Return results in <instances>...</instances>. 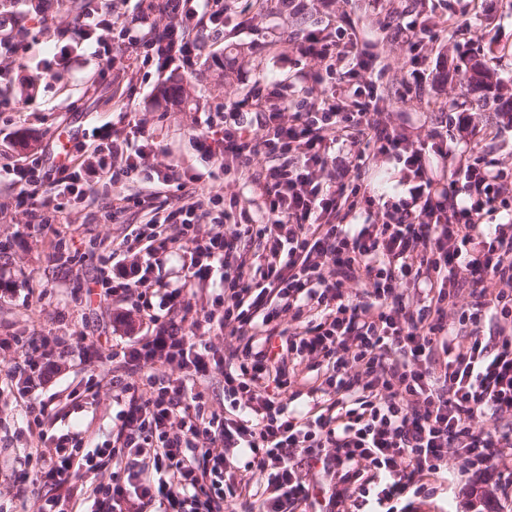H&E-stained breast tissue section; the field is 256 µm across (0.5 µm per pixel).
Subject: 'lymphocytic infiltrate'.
Segmentation results:
<instances>
[{
    "label": "lymphocytic infiltrate",
    "mask_w": 512,
    "mask_h": 512,
    "mask_svg": "<svg viewBox=\"0 0 512 512\" xmlns=\"http://www.w3.org/2000/svg\"><path fill=\"white\" fill-rule=\"evenodd\" d=\"M114 23L106 6L82 10L73 32L95 39L121 27L137 48L129 65L190 61L201 48L197 21L228 23L224 0H143ZM407 90L421 89L437 24L405 22ZM318 61L269 92L229 106L221 139L225 169L254 185L262 220L232 201L200 233L203 202L172 169L176 207L139 231L112 238L102 263L124 256L154 262L189 245L184 286L142 301L150 336L110 352L124 376L111 438L89 449L81 437L49 438L48 401L17 391L38 445L27 463L38 512H232L237 496L254 512H398L406 493L430 496L448 481V455L463 473H497L512 484L503 449L512 447V204L507 173L436 131L410 140L381 118L376 78L386 65L358 46L356 32L329 23L299 46ZM322 85L313 105L295 104L298 86ZM257 114L244 124L242 108ZM152 143L111 140L96 166L68 155L56 186L83 175L119 179L140 169ZM458 161L435 178L432 158ZM381 156L400 167L407 194L392 202L364 177ZM224 271L215 309L193 313L189 282ZM173 316L159 322L155 305ZM224 335L216 346L211 330ZM179 377L157 376L156 363ZM224 380V408L203 388ZM310 385L307 411L293 389ZM53 443L54 454L41 446ZM107 481L76 484L81 473ZM51 485L40 493V485Z\"/></svg>",
    "instance_id": "f902f5d3"
}]
</instances>
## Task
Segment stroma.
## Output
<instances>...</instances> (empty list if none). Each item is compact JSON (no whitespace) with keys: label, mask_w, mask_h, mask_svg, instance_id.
Masks as SVG:
<instances>
[{"label":"stroma","mask_w":512,"mask_h":512,"mask_svg":"<svg viewBox=\"0 0 512 512\" xmlns=\"http://www.w3.org/2000/svg\"><path fill=\"white\" fill-rule=\"evenodd\" d=\"M28 2L0 0V13L15 17L29 42L24 69L0 80V505L8 512L38 508L37 502L24 504L13 496L30 471L25 455L34 444L24 404L5 388L6 382H22L13 373L22 348L47 344L64 354L49 383L37 392L55 399L53 435L77 433L91 447L108 438L118 410L108 349L146 329L135 310L137 295L104 298L86 290L97 274L103 242L146 221L137 208L111 215L113 197L138 191L167 209L175 201L159 193L150 165L114 183L87 177L79 184L80 194L66 196L61 233L55 236L27 229L25 210L17 205L19 188L3 172L4 164L40 151L50 158L73 155L78 147L96 146L107 133L128 139L133 149L147 136L157 162L194 178L202 198H252V187L227 172L220 156L205 154L201 143L223 127L225 103L306 66L296 49L303 35L345 12L360 22V48L381 54L390 64L378 84L395 126L424 138L445 128L449 117L466 114L481 129L470 145L474 156L512 170V124L503 123L500 101H487L479 92L461 94L465 65L477 61L501 79L506 97H512V0H479L468 26L441 32L428 60L427 82L416 96L403 91L408 64L397 30L400 14L409 10L431 19L459 13L463 0H318L300 14L279 10L277 0H227L231 23L217 35L209 21L201 22L203 48L192 64L152 65L134 75L126 68L130 49L115 48L106 65L94 55L90 40L80 42L69 60L45 68L44 59L64 44L59 24L74 20L82 0H44L42 22L29 15ZM240 46L248 55L236 64L232 58ZM165 82L183 84L187 100L156 102L155 90ZM82 336L96 342L97 354L77 348ZM91 376L100 383L96 400L71 407L68 394L83 389ZM458 466L449 459L455 481L438 487L420 512H512V486L458 475Z\"/></svg>","instance_id":"1"}]
</instances>
